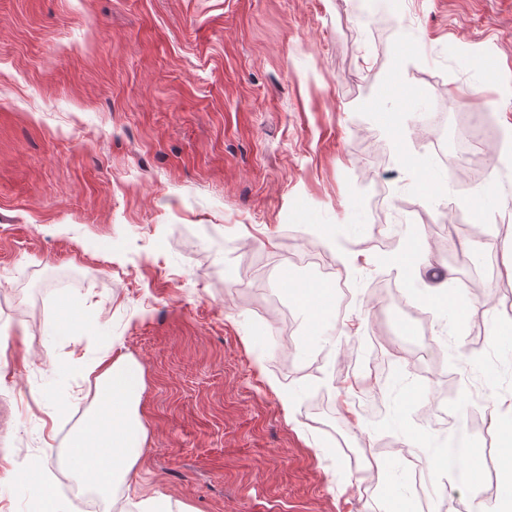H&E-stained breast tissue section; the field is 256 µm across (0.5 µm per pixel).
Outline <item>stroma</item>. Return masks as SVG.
<instances>
[{
  "label": "stroma",
  "instance_id": "35a3bbf8",
  "mask_svg": "<svg viewBox=\"0 0 512 512\" xmlns=\"http://www.w3.org/2000/svg\"><path fill=\"white\" fill-rule=\"evenodd\" d=\"M407 26L355 0H0V500L88 512L69 445L98 407L100 358L142 369L137 475L102 512H383L410 492L401 454L479 450L435 505L507 480L497 400L512 357V161L473 184L425 162L415 84L448 100V136L491 115L512 133V0H406ZM388 189L375 214L377 186ZM466 207L457 240L446 230ZM495 213L507 230L468 262ZM355 233H348L349 225ZM317 247L349 289L322 358L291 254ZM449 286L428 304L437 273ZM265 295L234 292L252 272ZM404 284L409 308L370 295ZM294 330L278 344L276 309ZM436 339L441 361L415 363ZM387 372L350 377L371 356Z\"/></svg>",
  "mask_w": 512,
  "mask_h": 512
}]
</instances>
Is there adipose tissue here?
Returning a JSON list of instances; mask_svg holds the SVG:
<instances>
[{
	"mask_svg": "<svg viewBox=\"0 0 512 512\" xmlns=\"http://www.w3.org/2000/svg\"><path fill=\"white\" fill-rule=\"evenodd\" d=\"M97 366L100 409L75 437L68 464L105 494L135 472L146 431L135 410L142 386L140 367L121 358L101 360Z\"/></svg>",
	"mask_w": 512,
	"mask_h": 512,
	"instance_id": "1",
	"label": "adipose tissue"
}]
</instances>
